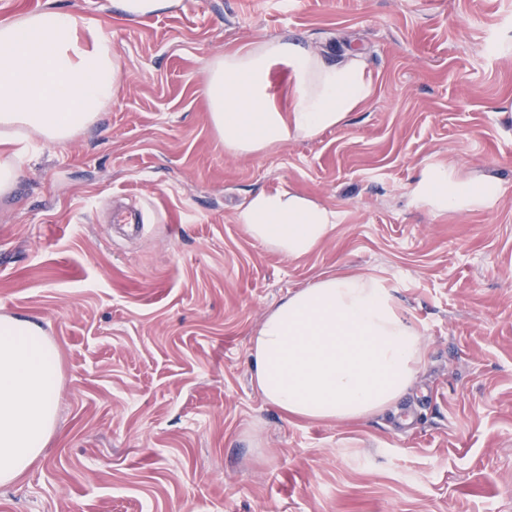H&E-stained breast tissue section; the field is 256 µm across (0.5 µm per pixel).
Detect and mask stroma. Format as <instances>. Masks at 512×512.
I'll return each instance as SVG.
<instances>
[{
	"mask_svg": "<svg viewBox=\"0 0 512 512\" xmlns=\"http://www.w3.org/2000/svg\"><path fill=\"white\" fill-rule=\"evenodd\" d=\"M75 9L119 85L67 148L33 147L0 196V317L58 350V423L0 485V512H512V0H192L138 20L116 0H0V19ZM288 38L363 54L349 123L235 154L207 67ZM429 161L496 179L489 210L409 203ZM291 191L338 224L295 260L237 214ZM385 277L422 331L398 411L288 418L251 379L267 313L324 273Z\"/></svg>",
	"mask_w": 512,
	"mask_h": 512,
	"instance_id": "stroma-1",
	"label": "stroma"
}]
</instances>
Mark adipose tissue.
<instances>
[{
	"label": "adipose tissue",
	"instance_id": "obj_1",
	"mask_svg": "<svg viewBox=\"0 0 512 512\" xmlns=\"http://www.w3.org/2000/svg\"><path fill=\"white\" fill-rule=\"evenodd\" d=\"M291 74V109L270 89L276 66ZM120 60L111 39L73 10L50 7L0 20V196L19 177L29 138L63 147L111 101ZM373 94L361 57L331 61L280 38L212 60L204 85L211 124L236 154L265 151L346 124ZM501 185L429 162L411 192L431 213L494 207ZM238 220L267 249L291 259L334 230L336 211L296 193L260 192ZM422 333L385 278L323 275L284 296L265 316L249 354L263 399L288 417L354 426L396 407L424 361ZM59 358L41 329L0 317V485L39 461L56 430Z\"/></svg>",
	"mask_w": 512,
	"mask_h": 512
}]
</instances>
